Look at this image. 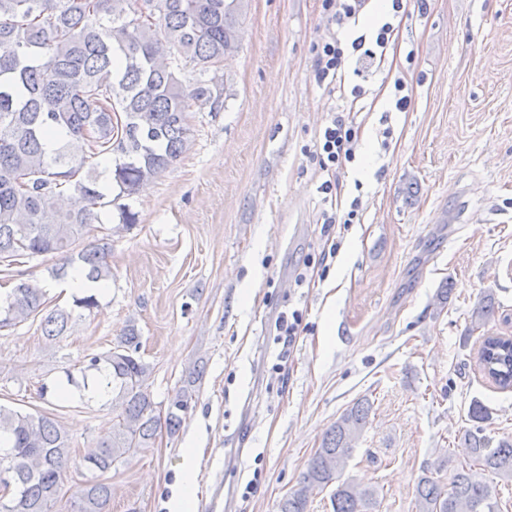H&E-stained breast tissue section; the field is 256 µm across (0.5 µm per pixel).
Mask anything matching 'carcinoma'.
Segmentation results:
<instances>
[{"mask_svg": "<svg viewBox=\"0 0 512 512\" xmlns=\"http://www.w3.org/2000/svg\"><path fill=\"white\" fill-rule=\"evenodd\" d=\"M248 0H0V266L22 256L52 254L56 277L71 269L92 280L112 276V230L104 229L78 252L97 209L115 206L120 223L138 221L121 202L171 168L189 149L190 102L219 104L224 56L238 48ZM207 80L186 85L187 66ZM115 159L112 199L102 191L94 158ZM45 292L25 282L0 304V328L41 319L43 337L63 336L73 320L65 309L45 311ZM493 296L471 315V330L494 318ZM140 335L130 325L117 345L89 358L84 371L112 373V437L84 455L88 475L69 512H109L112 486L99 475L125 456L150 448L161 431L176 433L194 393V377L170 399L165 417L147 392L148 365L137 356ZM485 377L512 388V337L486 336L478 350ZM372 411L367 398L349 405L308 460L298 487L280 512H309L314 491L331 484L333 512H373L376 492L341 480L352 442ZM488 408L473 401L464 432L470 456L449 478L447 457L423 467L415 486L417 512H501L496 487L484 472L512 478V439L485 434ZM0 470L10 468L15 488L0 512H53L71 466L69 436L51 413L0 405Z\"/></svg>", "mask_w": 512, "mask_h": 512, "instance_id": "cac0c4a2", "label": "carcinoma"}]
</instances>
